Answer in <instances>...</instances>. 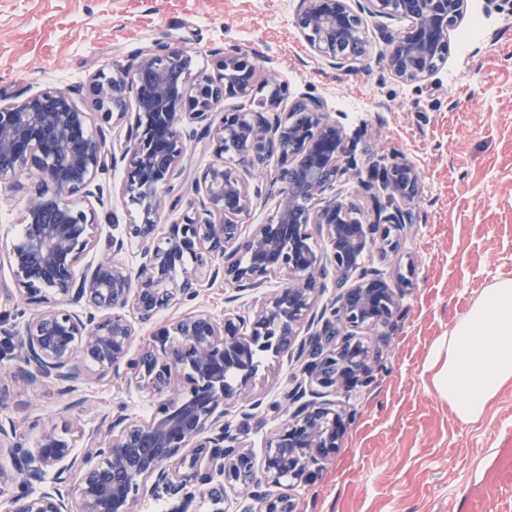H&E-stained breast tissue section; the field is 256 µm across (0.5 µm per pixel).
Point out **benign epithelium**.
Wrapping results in <instances>:
<instances>
[{
  "label": "benign epithelium",
  "instance_id": "obj_1",
  "mask_svg": "<svg viewBox=\"0 0 512 512\" xmlns=\"http://www.w3.org/2000/svg\"><path fill=\"white\" fill-rule=\"evenodd\" d=\"M351 2L299 0L295 17L311 48L343 71L361 61L351 51L361 24ZM366 2L371 14L395 13L408 21L400 34L390 37L384 56L404 81L435 72L434 61L448 55V32L465 9V0ZM182 62V50L158 42L120 76L89 80L102 120L112 123V148L128 160L122 190L140 207L137 220L104 240L74 197L102 200L104 190L95 179L115 165L116 153L107 148L105 134L87 132L86 113L75 99L79 89L49 88L19 102L0 98V183L20 190L22 176H37L21 217V238L6 256L11 284H0V298L18 300L33 312L16 334L13 362L0 366V378L30 387L51 383L70 391L90 375L109 383L123 368L128 384L137 389L163 394L175 390L181 378L189 392L185 401L172 398L160 404L148 419L131 420L121 413L109 417L104 438L86 443L81 456L75 448L85 434L76 421L66 426L67 439L46 429L34 453L17 441L15 427L0 424V452L7 451L21 465L27 483L42 485L36 495H9L0 472L5 512H135L138 497L161 490L174 496L188 485L200 486L216 506L214 512H223L219 505L226 484L244 478L252 486L257 478L274 484L280 467L305 473L314 458L339 447L347 429L336 402L326 396L346 390L366 367L363 361L337 374L325 372V364L336 358V326H375L396 308L395 290L379 278L361 274L342 290L332 318L308 338L316 361L296 381L291 401L298 406L271 443L284 453L265 458L258 471H241L246 453L232 456L223 450L231 437L224 406L245 393L255 370L253 356L270 349L289 352L321 281L331 273L355 271L353 256L382 248L391 228L400 224L404 210L380 197L378 185L384 183L400 200L410 201L418 194L421 175L413 164L395 161L361 182L375 221L356 224L350 218L352 202L323 196L336 180L358 172L341 162L344 132L326 119L321 101L299 100L294 103L297 112H230L212 133L218 161L196 183L199 208L189 207L182 223L165 229L155 217L174 189L194 136L185 128L186 120H208V87L217 81L186 78L179 94H173L167 73ZM218 68L237 75L222 84L223 97L251 100L271 82L257 79L256 65L241 47L224 50ZM117 86L151 105V111L135 113L125 128L119 124L127 113L116 101ZM231 132L247 143L240 168L224 162V139ZM275 154L305 162V173L296 177L292 168L280 169L277 180L284 187L277 218L254 225L245 236L239 218L251 204L247 166ZM313 200L320 201L314 215L308 208ZM311 224L324 230L331 252L327 261L309 244ZM132 243L139 247L135 269L114 260ZM98 247L102 254L94 267L77 274L87 254ZM240 253L246 262L239 260ZM210 270L238 287L259 288L281 276L288 286L275 292L251 321L240 314L222 320L205 313L187 315L164 330L157 344L131 355L137 329L196 296ZM171 336L176 341H169ZM262 512H293V505L268 494Z\"/></svg>",
  "mask_w": 512,
  "mask_h": 512
}]
</instances>
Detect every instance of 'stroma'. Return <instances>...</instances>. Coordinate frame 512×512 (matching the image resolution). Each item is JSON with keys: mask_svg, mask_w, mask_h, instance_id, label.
Segmentation results:
<instances>
[{"mask_svg": "<svg viewBox=\"0 0 512 512\" xmlns=\"http://www.w3.org/2000/svg\"><path fill=\"white\" fill-rule=\"evenodd\" d=\"M299 0H0V96L19 101L48 87L115 75L139 51L165 41L181 48L189 77L214 74L225 48L254 57L260 76L287 85L280 111L320 99L345 131L344 159L361 175L402 157L421 173L410 202L415 221L397 231L393 251L365 252L360 270L399 289L387 323L365 332L368 366L360 382L339 395L348 421L339 448L303 479L260 485L257 495L283 494L295 512H450L456 488L480 476L478 457L512 433V383L476 422H461L435 391L427 368L434 344L447 336L484 288L512 279V7L506 0H469L450 32V53L430 78L406 83L383 62L388 37L406 26L397 17L363 15L366 52L355 71L330 67L294 25ZM216 157L207 140L189 141L174 185L183 198ZM283 163L251 167L248 188H261L240 222L274 219L282 195L274 177ZM125 161L98 175L105 188L93 204L100 235L131 223L136 211L122 191ZM283 285L235 288L216 279L199 296L139 328L132 351L154 343L178 317L251 315ZM298 346L263 354L246 396L224 420L262 464L288 412L291 380L304 361ZM158 394L113 379L93 380L70 393L51 385L20 388L0 381V424H14L36 450L44 427L64 428L77 416L86 436L103 433L104 413L138 419ZM213 512L197 486L178 495L140 498L136 512Z\"/></svg>", "mask_w": 512, "mask_h": 512, "instance_id": "stroma-1", "label": "stroma"}]
</instances>
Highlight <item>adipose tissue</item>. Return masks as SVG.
<instances>
[{
    "mask_svg": "<svg viewBox=\"0 0 512 512\" xmlns=\"http://www.w3.org/2000/svg\"><path fill=\"white\" fill-rule=\"evenodd\" d=\"M432 384L463 422L477 421L512 383V279L485 288L432 348Z\"/></svg>",
    "mask_w": 512,
    "mask_h": 512,
    "instance_id": "adipose-tissue-1",
    "label": "adipose tissue"
}]
</instances>
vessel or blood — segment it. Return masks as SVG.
<instances>
[{"label":"vessel or blood","mask_w":512,"mask_h":512,"mask_svg":"<svg viewBox=\"0 0 512 512\" xmlns=\"http://www.w3.org/2000/svg\"><path fill=\"white\" fill-rule=\"evenodd\" d=\"M483 475L480 480L464 484L457 490L452 512H491L494 498L512 489V438L481 455Z\"/></svg>","instance_id":"b4317fda"}]
</instances>
